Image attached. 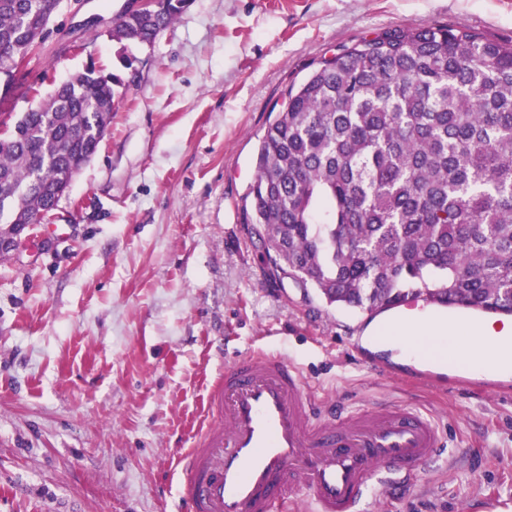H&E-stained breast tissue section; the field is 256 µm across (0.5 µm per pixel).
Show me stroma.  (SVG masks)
<instances>
[{
    "label": "stroma",
    "mask_w": 512,
    "mask_h": 512,
    "mask_svg": "<svg viewBox=\"0 0 512 512\" xmlns=\"http://www.w3.org/2000/svg\"><path fill=\"white\" fill-rule=\"evenodd\" d=\"M126 2L61 9L27 66L44 94L91 60L133 55L138 74L54 234L34 225L0 255V512H177L174 457L225 364L258 349L325 404L408 403L438 423L440 457L371 512L511 505L512 373L371 347L378 314L268 276L242 207L272 112L311 64L391 29L508 44L512 0H192L150 46L106 35ZM434 369L442 387L415 383Z\"/></svg>",
    "instance_id": "stroma-1"
}]
</instances>
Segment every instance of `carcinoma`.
<instances>
[{
	"label": "carcinoma",
	"instance_id": "carcinoma-1",
	"mask_svg": "<svg viewBox=\"0 0 512 512\" xmlns=\"http://www.w3.org/2000/svg\"><path fill=\"white\" fill-rule=\"evenodd\" d=\"M62 0H0L10 62L43 52ZM118 15L112 40L151 45L189 6ZM119 72L94 64L0 123V234L44 224L102 142ZM246 223L270 274L328 305L408 298L512 315V44L444 27L394 29L316 63L261 138Z\"/></svg>",
	"mask_w": 512,
	"mask_h": 512
}]
</instances>
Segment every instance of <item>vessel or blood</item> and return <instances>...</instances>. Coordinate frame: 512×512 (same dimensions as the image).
I'll list each match as a JSON object with an SVG mask.
<instances>
[{
    "instance_id": "1",
    "label": "vessel or blood",
    "mask_w": 512,
    "mask_h": 512,
    "mask_svg": "<svg viewBox=\"0 0 512 512\" xmlns=\"http://www.w3.org/2000/svg\"><path fill=\"white\" fill-rule=\"evenodd\" d=\"M210 423L176 462L181 512H363L378 486L411 482L443 446L434 422L378 403L328 413L301 371L264 353L225 366Z\"/></svg>"
}]
</instances>
